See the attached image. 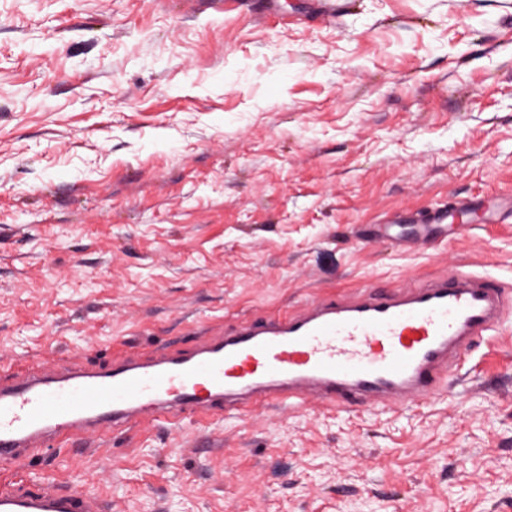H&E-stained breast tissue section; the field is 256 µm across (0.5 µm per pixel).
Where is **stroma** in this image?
<instances>
[{
  "mask_svg": "<svg viewBox=\"0 0 512 512\" xmlns=\"http://www.w3.org/2000/svg\"><path fill=\"white\" fill-rule=\"evenodd\" d=\"M0 0V377L321 295L512 286V0ZM476 202L407 248L360 228ZM24 476L115 512H512V324L442 395L147 419Z\"/></svg>",
  "mask_w": 512,
  "mask_h": 512,
  "instance_id": "1",
  "label": "stroma"
}]
</instances>
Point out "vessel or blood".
<instances>
[{
    "label": "vessel or blood",
    "instance_id": "1",
    "mask_svg": "<svg viewBox=\"0 0 512 512\" xmlns=\"http://www.w3.org/2000/svg\"><path fill=\"white\" fill-rule=\"evenodd\" d=\"M447 218L436 209L414 221V241L447 238ZM509 315L511 288L488 274L459 271L413 287L315 297L298 311L257 314L202 337L190 350L160 344L145 361L108 356L88 369L26 374L0 386V463L20 468L64 433L146 418L178 424L189 414L220 418L311 398L339 412L409 407L439 393ZM106 509L85 482L0 488V512Z\"/></svg>",
    "mask_w": 512,
    "mask_h": 512
}]
</instances>
